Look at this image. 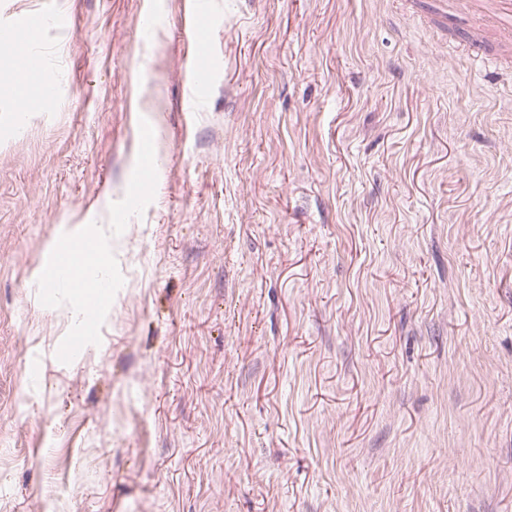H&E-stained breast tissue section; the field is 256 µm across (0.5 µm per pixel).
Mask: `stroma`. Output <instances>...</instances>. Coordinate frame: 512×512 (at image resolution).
<instances>
[{
    "mask_svg": "<svg viewBox=\"0 0 512 512\" xmlns=\"http://www.w3.org/2000/svg\"><path fill=\"white\" fill-rule=\"evenodd\" d=\"M193 4L0 0V512H512V41ZM189 71L192 85L199 90L207 89L213 71L211 61L198 51L189 62Z\"/></svg>",
    "mask_w": 512,
    "mask_h": 512,
    "instance_id": "35a3bbf8",
    "label": "stroma"
}]
</instances>
